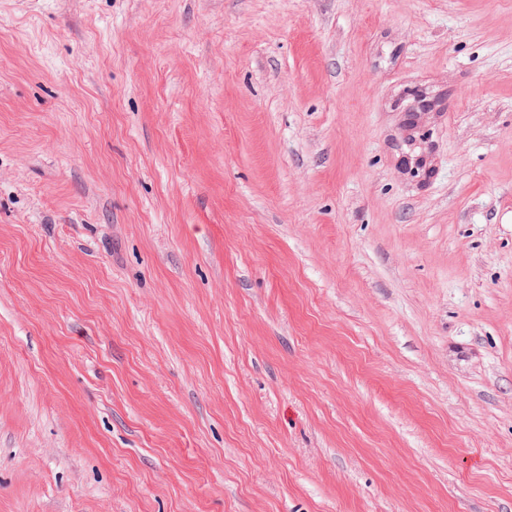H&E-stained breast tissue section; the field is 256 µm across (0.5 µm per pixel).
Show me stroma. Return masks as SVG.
I'll list each match as a JSON object with an SVG mask.
<instances>
[{
	"label": "stroma",
	"instance_id": "stroma-1",
	"mask_svg": "<svg viewBox=\"0 0 512 512\" xmlns=\"http://www.w3.org/2000/svg\"><path fill=\"white\" fill-rule=\"evenodd\" d=\"M0 512H512V0H0Z\"/></svg>",
	"mask_w": 512,
	"mask_h": 512
}]
</instances>
